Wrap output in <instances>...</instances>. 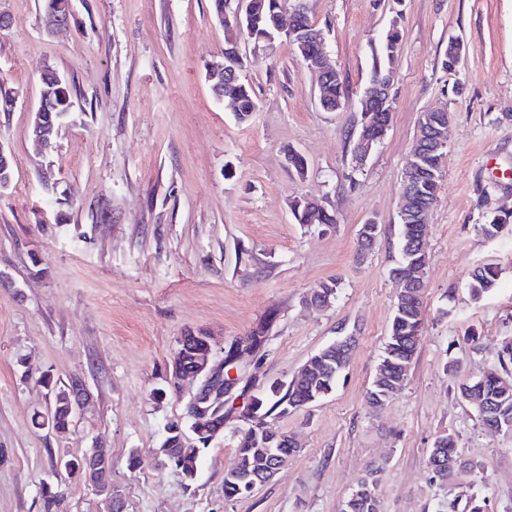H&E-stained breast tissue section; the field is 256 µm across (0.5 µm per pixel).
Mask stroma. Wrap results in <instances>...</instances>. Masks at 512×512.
Listing matches in <instances>:
<instances>
[{
	"label": "stroma",
	"instance_id": "35a3bbf8",
	"mask_svg": "<svg viewBox=\"0 0 512 512\" xmlns=\"http://www.w3.org/2000/svg\"><path fill=\"white\" fill-rule=\"evenodd\" d=\"M311 22L349 94L325 111L316 76L288 43L240 42L242 76L257 108L248 122L217 101L208 62L224 52L210 0H72L70 22L47 27L41 0H0V147L13 177L0 189V512H42L40 488L63 493L61 512H109L104 496L62 481L53 464L106 449L124 512H342L358 480L375 474L379 512H444L447 492L477 494L512 512V433L484 428L455 389L498 370L512 341V225L476 230L512 209V0H306ZM391 124L365 164L353 158L372 50L391 22ZM466 60L446 72L449 39ZM74 89L51 148L32 123L40 76ZM427 110L451 113L447 156L428 217L425 322L404 388L381 410L366 393L396 303L397 211L403 172ZM307 161L298 177L285 161ZM332 210L333 225L295 223L294 197ZM377 219L374 250L358 254ZM497 264L495 288L473 299L472 271ZM336 279L331 306L306 297ZM267 323L268 345L238 365L263 385L295 377L341 336L357 345L335 390L271 418L300 451L246 498H224L244 423L226 415L192 487L158 449L193 388L154 399L180 336L226 346ZM458 361L460 372L447 366ZM81 377L91 398L65 433L36 427L52 396L39 381ZM457 439L482 465L451 489L429 480L435 439ZM140 464L130 468L129 456Z\"/></svg>",
	"mask_w": 512,
	"mask_h": 512
}]
</instances>
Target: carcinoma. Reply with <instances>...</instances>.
Instances as JSON below:
<instances>
[{"label":"carcinoma","mask_w":512,"mask_h":512,"mask_svg":"<svg viewBox=\"0 0 512 512\" xmlns=\"http://www.w3.org/2000/svg\"><path fill=\"white\" fill-rule=\"evenodd\" d=\"M288 7V0H251L250 10L244 16L243 28L251 31L256 41H266L279 37V15ZM241 33L232 25L224 26V69L240 70L243 67V57L240 52ZM401 31L398 21H393L382 38L379 49L373 58L371 77L390 74V63L401 44ZM327 97L323 109L341 110L346 103L342 83L333 78L326 87ZM71 105V89L63 82L56 86L53 101L46 113L44 128L50 131V137H55L57 129L65 118V111ZM256 110V103L249 84L239 83V95L235 115L239 122L249 121ZM438 178L424 174L422 182V197L420 200L434 203L436 201ZM292 214L296 223L334 224L335 215L325 207H315L303 201L298 196L292 201ZM421 216L417 202L408 205L407 220L401 224V242H412V236ZM512 222V216L504 218L493 214L486 222L478 225L484 236L497 232L501 224ZM402 264L413 265L417 276L409 282H402L396 296V306L392 316L388 340L377 368L375 379L368 395L377 396L376 407H382L397 395L405 385L407 369L412 361L418 343L413 340L416 326L423 322L422 290L425 288V272L428 256L425 252L414 250L410 253L401 252ZM498 267L487 264L471 276L468 288L476 300L490 292L497 283ZM339 283L334 279L319 282L309 298V305L322 309L327 307L336 297ZM266 326L259 325L246 335L240 336L229 346L227 354L234 353L236 346L248 342L252 345H263L267 341ZM198 339L193 341L195 353L180 357L182 348H177L175 358L182 359L183 366L193 367L197 359L206 353L202 340L204 333H197ZM348 357L339 353L336 344L332 343L313 354L303 365L301 379L286 382H274L262 391L250 396V401L242 413L243 422L247 424L244 434L238 439L235 450V463L224 473V495L230 499L244 498L252 494L253 486L249 481L255 479L266 464L274 461L284 465L295 455L299 448L294 438L286 433H278L268 426V418L272 415L285 417L298 409L319 401L330 394L336 386V381L346 368ZM40 382L52 393V403L46 414L35 417L36 426H41L44 418H49L64 432L71 426V415L62 390L65 383L49 375L41 377ZM458 391L464 398L484 397L491 401L496 413L512 418V377L489 373L483 378L464 381L458 384ZM197 408L188 400L181 423V430L167 433L161 447L160 455L167 465L179 471L186 487H191L196 479L198 463L201 455L209 449L211 439L216 432L224 429V408H214L207 420L199 427H194V417ZM458 455L457 440L451 434L439 436L430 449L428 468L430 480L448 485L453 473L448 471V454ZM43 512H59L60 495L50 485L41 491ZM343 512H379L375 495V483L366 478L362 479L345 502Z\"/></svg>","instance_id":"cac0c4a2"}]
</instances>
